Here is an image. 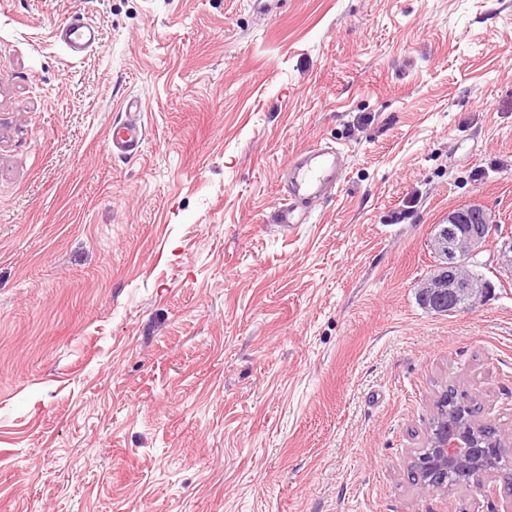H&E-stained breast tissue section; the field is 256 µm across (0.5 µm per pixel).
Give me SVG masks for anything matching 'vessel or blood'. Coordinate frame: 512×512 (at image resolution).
Listing matches in <instances>:
<instances>
[{
    "mask_svg": "<svg viewBox=\"0 0 512 512\" xmlns=\"http://www.w3.org/2000/svg\"><path fill=\"white\" fill-rule=\"evenodd\" d=\"M55 36L71 56L77 57L97 44L98 29L88 17L74 16L56 29ZM122 109L126 118L113 123L108 146L113 154L132 157L144 140L142 102L139 97H127ZM347 159L343 150L326 146H315L294 156L285 167V201L272 214L273 223L288 230L308 223L314 207L342 184Z\"/></svg>",
    "mask_w": 512,
    "mask_h": 512,
    "instance_id": "1",
    "label": "vessel or blood"
}]
</instances>
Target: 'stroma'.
I'll list each match as a JSON object with an SVG mask.
<instances>
[{
  "label": "stroma",
  "mask_w": 512,
  "mask_h": 512,
  "mask_svg": "<svg viewBox=\"0 0 512 512\" xmlns=\"http://www.w3.org/2000/svg\"><path fill=\"white\" fill-rule=\"evenodd\" d=\"M314 145L342 187L271 228ZM470 203L490 290L440 315ZM510 239L512 0H0V512H512L410 478L448 389L512 447ZM54 34L75 58L87 53L98 42L97 26L86 16H72ZM122 111L126 115L124 121L112 124L108 146L113 155L123 157L135 156L144 140V128L141 117L142 102L137 96H129L123 101ZM446 224L435 226L431 248L438 258L437 267L420 287L422 299L434 311L450 313L460 300L474 305L490 284L466 269L486 250L491 236V216L480 205H464L448 214ZM448 223V224H447ZM439 297V304L433 298Z\"/></svg>",
  "instance_id": "35a3bbf8"
}]
</instances>
